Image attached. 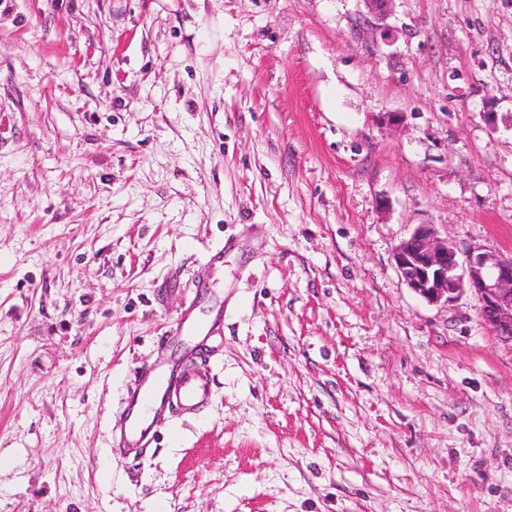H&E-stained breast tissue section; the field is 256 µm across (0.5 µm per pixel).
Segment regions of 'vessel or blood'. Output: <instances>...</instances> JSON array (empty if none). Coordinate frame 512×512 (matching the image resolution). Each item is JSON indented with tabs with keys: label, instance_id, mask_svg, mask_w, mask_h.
<instances>
[{
	"label": "vessel or blood",
	"instance_id": "1",
	"mask_svg": "<svg viewBox=\"0 0 512 512\" xmlns=\"http://www.w3.org/2000/svg\"><path fill=\"white\" fill-rule=\"evenodd\" d=\"M177 336L211 337L213 327L195 314L194 304L184 306L173 330ZM211 396L207 369L198 354L179 368L158 364L140 367L127 394L119 424L113 430L118 459L145 457L156 441V425L166 415L190 416L206 407Z\"/></svg>",
	"mask_w": 512,
	"mask_h": 512
}]
</instances>
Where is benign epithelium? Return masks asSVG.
<instances>
[{"mask_svg":"<svg viewBox=\"0 0 512 512\" xmlns=\"http://www.w3.org/2000/svg\"><path fill=\"white\" fill-rule=\"evenodd\" d=\"M393 259L407 287L430 304L473 295L483 322L512 344V252L472 246L462 253L435 225L418 224L395 245Z\"/></svg>","mask_w":512,"mask_h":512,"instance_id":"obj_1","label":"benign epithelium"}]
</instances>
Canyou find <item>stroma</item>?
Instances as JSON below:
<instances>
[{"mask_svg":"<svg viewBox=\"0 0 512 512\" xmlns=\"http://www.w3.org/2000/svg\"><path fill=\"white\" fill-rule=\"evenodd\" d=\"M509 115L512 0H0V512H512V344L393 260L512 251ZM191 301L210 402L115 461ZM172 336H203L202 341L213 336V325L200 319L195 314L194 302H189L180 313Z\"/></svg>","mask_w":512,"mask_h":512,"instance_id":"stroma-1","label":"stroma"}]
</instances>
